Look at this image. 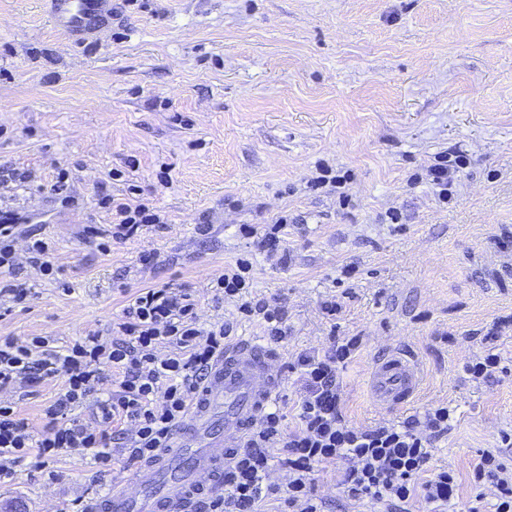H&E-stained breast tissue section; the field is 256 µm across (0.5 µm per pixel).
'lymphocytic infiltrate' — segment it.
Masks as SVG:
<instances>
[{"label":"lymphocytic infiltrate","mask_w":512,"mask_h":512,"mask_svg":"<svg viewBox=\"0 0 512 512\" xmlns=\"http://www.w3.org/2000/svg\"><path fill=\"white\" fill-rule=\"evenodd\" d=\"M114 212L111 237L122 240L141 227L160 223L147 205L103 198ZM11 216L0 219V298L14 305L25 303L31 287L13 275L14 236ZM252 264L239 259L225 270L215 288L238 303L245 317L260 321L268 339L277 343L288 333L286 309L281 302L244 299ZM230 325L201 327L190 294L167 285L143 288L133 295L111 337L96 333L78 337L61 351L44 336L24 341H0V390L34 388L57 379L61 388L46 407L48 420L41 435H33L27 419L13 403L0 402V479L9 477L30 455L52 458L76 451H92L96 463L111 462L121 451L127 463L147 462L168 447L172 431L186 415L202 389L212 363L224 353ZM362 336L332 339L324 349L299 352L289 363L301 385L298 425L286 431L285 415L278 408L264 411L224 465V495L205 501V512H258L274 497L280 512H321L312 472L321 463H339V484L347 497L368 498L393 508L422 499L427 512H454L458 496L452 472L425 477L435 439L447 434L451 411L438 405L403 420L372 426H352L341 414V374L360 352ZM172 354L159 357L160 345ZM121 373L119 389L95 403L94 420L70 418L74 406L84 403L100 384L105 370ZM282 453L288 469L286 485L269 480L272 450ZM475 479L496 488L492 512H512V472L498 457L487 453L474 468Z\"/></svg>","instance_id":"f902f5d3"}]
</instances>
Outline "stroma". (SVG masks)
<instances>
[{
  "label": "stroma",
  "mask_w": 512,
  "mask_h": 512,
  "mask_svg": "<svg viewBox=\"0 0 512 512\" xmlns=\"http://www.w3.org/2000/svg\"><path fill=\"white\" fill-rule=\"evenodd\" d=\"M111 26L72 42L49 22L47 0H0V209L18 213L25 305L0 315V338L46 336L56 349L109 336L129 296L171 285L197 303L198 322L265 341L212 282L244 256L250 294L287 309L280 362L365 344L343 372L348 424L400 421L438 404L452 410L429 473L453 471L459 512L494 501L473 467L486 452L512 471V0H112ZM442 154L461 157L454 197L424 182ZM341 188H313L319 164ZM23 182L10 180V173ZM67 174L74 205L52 193ZM109 194L162 218L99 247ZM347 202H340V195ZM288 216L287 260L256 251L241 225L264 231ZM206 224L208 235L195 227ZM97 235H90V228ZM47 241L55 276L27 254ZM158 261L145 265L142 255ZM342 311L323 318L320 304ZM500 328L509 372L470 381L464 366ZM397 349L420 366L421 391L386 411L371 399L375 360ZM61 385L5 391L34 430ZM132 472L91 455L29 458L0 484V512H78ZM341 468L316 467L326 512H387L348 501Z\"/></svg>",
  "instance_id": "obj_1"
}]
</instances>
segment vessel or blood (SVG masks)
<instances>
[{"instance_id":"1","label":"vessel or blood","mask_w":512,"mask_h":512,"mask_svg":"<svg viewBox=\"0 0 512 512\" xmlns=\"http://www.w3.org/2000/svg\"><path fill=\"white\" fill-rule=\"evenodd\" d=\"M47 2L54 27L72 38L97 32L112 15V0ZM276 359V352L250 337L225 346L177 428V440L190 456V466L174 473L167 454L159 453L126 488L92 499L85 512H198L209 495L222 492L226 458L270 403L278 385L273 371ZM368 384L377 404L393 408L416 396L421 377L411 357L392 350L377 361ZM219 405L224 408V430L214 435L209 422Z\"/></svg>"}]
</instances>
